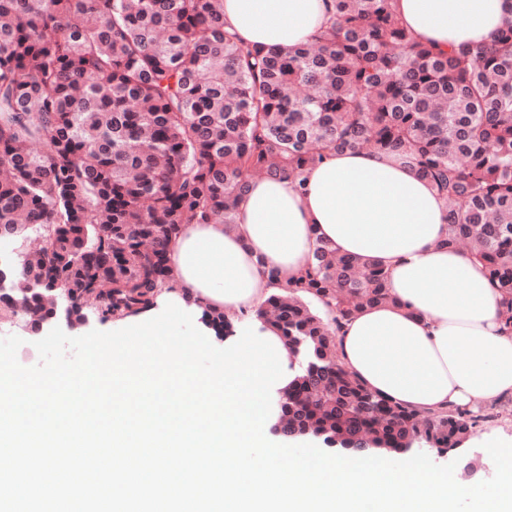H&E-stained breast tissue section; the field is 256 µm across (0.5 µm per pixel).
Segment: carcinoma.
<instances>
[{"instance_id":"carcinoma-1","label":"carcinoma","mask_w":512,"mask_h":512,"mask_svg":"<svg viewBox=\"0 0 512 512\" xmlns=\"http://www.w3.org/2000/svg\"><path fill=\"white\" fill-rule=\"evenodd\" d=\"M316 41L249 49L219 0H0V238L42 247L0 263L36 324L99 297L103 319L171 288L185 224H236L253 176L302 180L333 153L409 164L448 205L439 246L467 248L512 336V14L495 40L446 52L416 41L391 0H333ZM313 297L323 315L304 298ZM392 301L387 272L326 242L257 316L302 366L280 404L288 432L342 446L457 447L480 411L418 412L339 364L336 333Z\"/></svg>"}]
</instances>
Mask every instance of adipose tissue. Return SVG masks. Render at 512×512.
<instances>
[{"mask_svg": "<svg viewBox=\"0 0 512 512\" xmlns=\"http://www.w3.org/2000/svg\"><path fill=\"white\" fill-rule=\"evenodd\" d=\"M224 27L247 48L267 52L312 40L332 15V0H223ZM414 37L445 50L491 43L512 0H392ZM444 200L408 164L370 152H346L309 167L303 182L252 181L234 227L188 224L170 244L171 290L126 318L137 336L178 317L218 310L253 315L294 281L317 241L341 256L376 260L389 274V303L343 321L336 334L342 367L373 391L423 412L469 408L512 396V336L498 316L499 296L468 253L440 249ZM232 372L196 370V388L217 416L196 430L200 443L236 461L224 498L232 512H452L468 487L447 472L426 474L366 459L300 456L288 469L267 451V391L294 375L282 338L258 325L224 339ZM502 480L489 512H512V448L488 445ZM345 484L347 499L331 489Z\"/></svg>", "mask_w": 512, "mask_h": 512, "instance_id": "obj_1", "label": "adipose tissue"}]
</instances>
